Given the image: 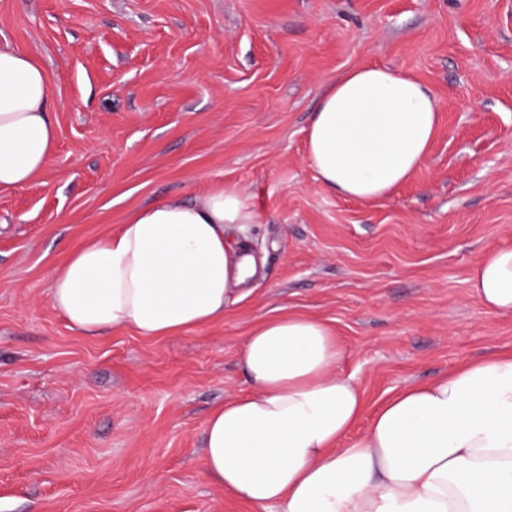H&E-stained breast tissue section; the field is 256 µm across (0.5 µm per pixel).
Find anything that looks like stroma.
<instances>
[{"label":"stroma","instance_id":"35a3bbf8","mask_svg":"<svg viewBox=\"0 0 512 512\" xmlns=\"http://www.w3.org/2000/svg\"><path fill=\"white\" fill-rule=\"evenodd\" d=\"M50 76L49 170L0 192V512H254L205 474L211 409L252 386L242 339L319 317L367 406L512 351L469 275L512 245V0H0V43ZM359 66L440 105L426 163L376 200L306 158L326 85ZM242 187L256 256L224 320L162 338L73 330L49 279L157 199Z\"/></svg>","mask_w":512,"mask_h":512}]
</instances>
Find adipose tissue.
<instances>
[{"instance_id":"1","label":"adipose tissue","mask_w":512,"mask_h":512,"mask_svg":"<svg viewBox=\"0 0 512 512\" xmlns=\"http://www.w3.org/2000/svg\"><path fill=\"white\" fill-rule=\"evenodd\" d=\"M49 90L36 59L0 44V190L29 183L53 158ZM439 112L414 76L356 67L327 86L306 156L325 188L378 198L426 162ZM257 220L235 184L138 207L70 253L50 277V302L87 335L159 338L223 320L256 271L229 232ZM469 282L488 312L511 314L512 246L483 252ZM342 358L322 319L285 313L251 327L240 363L253 390L210 412L209 476L257 512H512V352L406 386L354 440L366 402L340 373Z\"/></svg>"}]
</instances>
